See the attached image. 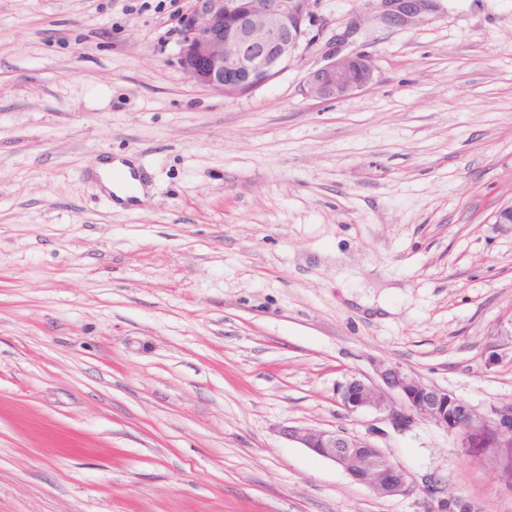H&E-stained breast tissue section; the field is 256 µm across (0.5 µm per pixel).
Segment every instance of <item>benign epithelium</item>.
Instances as JSON below:
<instances>
[{"label": "benign epithelium", "mask_w": 512, "mask_h": 512, "mask_svg": "<svg viewBox=\"0 0 512 512\" xmlns=\"http://www.w3.org/2000/svg\"><path fill=\"white\" fill-rule=\"evenodd\" d=\"M310 0H189L179 23L178 63L192 83L225 95L255 91L277 78L298 57ZM373 65L366 54L333 56L308 73L309 96L342 100L367 87ZM378 376L400 404L380 411L399 431L428 422L456 435L468 446L476 433L496 432L500 446H512V406L491 409V415L469 410L467 424L448 420L447 391L425 384L401 365H383ZM338 403L350 412L378 405L375 386L353 376L339 386ZM283 434L342 468L357 482H367L381 496L414 492L406 473L394 466L371 442L344 431L288 427ZM358 448H369L359 455Z\"/></svg>", "instance_id": "7a95c632"}]
</instances>
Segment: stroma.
I'll use <instances>...</instances> for the list:
<instances>
[{"instance_id":"1","label":"stroma","mask_w":512,"mask_h":512,"mask_svg":"<svg viewBox=\"0 0 512 512\" xmlns=\"http://www.w3.org/2000/svg\"><path fill=\"white\" fill-rule=\"evenodd\" d=\"M187 0H0V512H512L481 447L337 402L398 364L512 405V0H313L241 95L177 64ZM371 84L304 89L329 55ZM132 158L143 200L96 173ZM370 440L381 497L282 435ZM373 71L371 59L366 54L334 55L326 64L308 73L306 91L313 98L342 100L367 87L373 79Z\"/></svg>"}]
</instances>
